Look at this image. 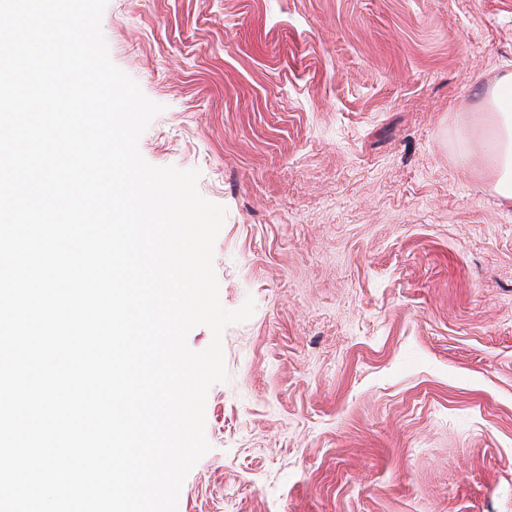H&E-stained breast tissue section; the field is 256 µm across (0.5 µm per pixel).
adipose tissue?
<instances>
[{
	"instance_id": "1",
	"label": "adipose tissue",
	"mask_w": 512,
	"mask_h": 512,
	"mask_svg": "<svg viewBox=\"0 0 512 512\" xmlns=\"http://www.w3.org/2000/svg\"><path fill=\"white\" fill-rule=\"evenodd\" d=\"M488 104L499 131L488 143V156L497 174L496 190L504 204L512 205V73L498 79Z\"/></svg>"
}]
</instances>
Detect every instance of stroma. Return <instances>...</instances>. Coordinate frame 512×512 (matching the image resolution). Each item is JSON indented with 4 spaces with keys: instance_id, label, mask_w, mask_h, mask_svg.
I'll return each mask as SVG.
<instances>
[{
    "instance_id": "obj_1",
    "label": "stroma",
    "mask_w": 512,
    "mask_h": 512,
    "mask_svg": "<svg viewBox=\"0 0 512 512\" xmlns=\"http://www.w3.org/2000/svg\"><path fill=\"white\" fill-rule=\"evenodd\" d=\"M139 140L226 218L228 379L177 512H512V0H108ZM488 104L496 117L498 136L488 142V156L497 174L496 190L504 205H512V73L492 87Z\"/></svg>"
}]
</instances>
